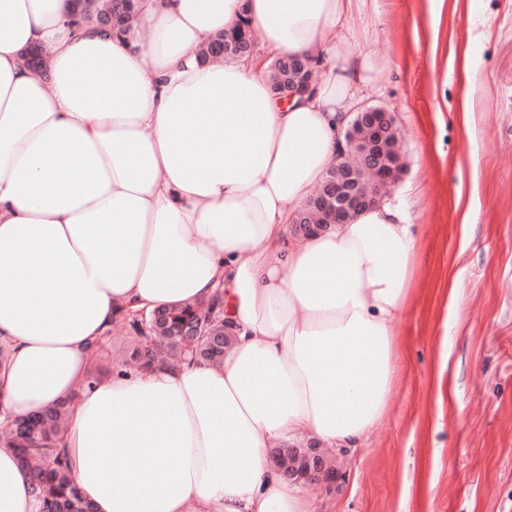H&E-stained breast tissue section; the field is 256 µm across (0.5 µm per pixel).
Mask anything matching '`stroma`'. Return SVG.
Here are the masks:
<instances>
[{"instance_id":"obj_1","label":"stroma","mask_w":512,"mask_h":512,"mask_svg":"<svg viewBox=\"0 0 512 512\" xmlns=\"http://www.w3.org/2000/svg\"><path fill=\"white\" fill-rule=\"evenodd\" d=\"M350 27L382 63L368 102L397 117L388 198L421 260L387 418L303 489L317 512H512V0H365Z\"/></svg>"}]
</instances>
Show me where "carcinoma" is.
Listing matches in <instances>:
<instances>
[{"instance_id": "carcinoma-1", "label": "carcinoma", "mask_w": 512, "mask_h": 512, "mask_svg": "<svg viewBox=\"0 0 512 512\" xmlns=\"http://www.w3.org/2000/svg\"><path fill=\"white\" fill-rule=\"evenodd\" d=\"M112 14V30H122L134 21L142 8L141 0H108ZM73 25L95 26L98 12L90 0H74ZM236 43L242 47L253 44L252 28L247 20L228 32L209 36L201 49L205 62L231 61L235 56L224 51V45ZM270 87L279 94L292 76L288 56L273 58L268 63ZM358 165L357 157L347 155L330 170L322 184L326 193L336 173ZM155 323L139 311L122 309L118 321L129 334L131 347L128 358L107 365L96 364L91 380L114 371H144L160 365L177 366L186 358L218 365L233 345V334L224 321V300L214 296L207 303L173 305L158 311ZM78 399L74 394L54 406L30 417L6 418L3 439L14 448L29 485L40 501V512H94L92 503L82 496L75 485L67 457L58 448L60 436L67 427L72 408ZM297 449L277 448L271 452L274 466L288 476V459Z\"/></svg>"}]
</instances>
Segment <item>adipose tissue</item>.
<instances>
[{
    "label": "adipose tissue",
    "mask_w": 512,
    "mask_h": 512,
    "mask_svg": "<svg viewBox=\"0 0 512 512\" xmlns=\"http://www.w3.org/2000/svg\"><path fill=\"white\" fill-rule=\"evenodd\" d=\"M70 2L0 0V412L77 396L62 447L97 512H315L267 450H354L387 417L420 252L383 201L290 231L375 86L357 0H145L120 34L76 30ZM244 17L272 55L327 56L309 94L281 102L256 58L201 62ZM217 293L222 365L89 382L117 310ZM0 512H39L2 444Z\"/></svg>",
    "instance_id": "ef3b65f1"
}]
</instances>
